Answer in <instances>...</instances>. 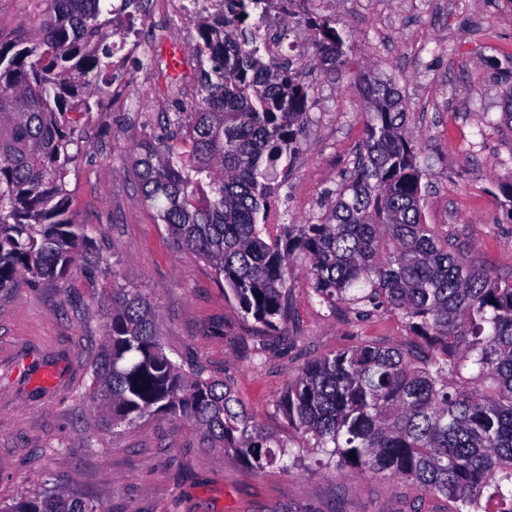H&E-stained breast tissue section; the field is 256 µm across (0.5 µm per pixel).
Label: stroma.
I'll use <instances>...</instances> for the list:
<instances>
[{"instance_id": "stroma-1", "label": "stroma", "mask_w": 512, "mask_h": 512, "mask_svg": "<svg viewBox=\"0 0 512 512\" xmlns=\"http://www.w3.org/2000/svg\"><path fill=\"white\" fill-rule=\"evenodd\" d=\"M44 0H0V43L39 38ZM315 10L344 22L360 67L404 96L408 130L429 172L428 223L449 232L475 264L512 279V221L499 187L512 181V0H320ZM311 121L281 189L288 224L325 211L362 146L367 104L355 87L309 76ZM99 109L80 123L83 154L68 175L69 209L85 224L100 265L81 260L64 281L20 284L0 293V500L45 483L66 484L106 512H260L288 502L308 512H454L453 502L413 481L336 469L301 448L277 401L308 358L363 338L407 346L401 321L329 311L310 291L305 267L290 270L287 343L258 359V333L224 294L213 268L177 251L144 205L131 160L138 144L187 150L166 113L189 102L166 74L129 62L98 81ZM133 286L160 319L166 353L185 367L229 377L245 406L294 447L288 470L249 475L232 452L204 448L179 417H145L109 428L91 412L92 364L102 343L101 314L112 288Z\"/></svg>"}]
</instances>
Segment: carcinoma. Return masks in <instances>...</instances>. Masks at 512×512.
I'll return each mask as SVG.
<instances>
[{"label":"carcinoma","mask_w":512,"mask_h":512,"mask_svg":"<svg viewBox=\"0 0 512 512\" xmlns=\"http://www.w3.org/2000/svg\"><path fill=\"white\" fill-rule=\"evenodd\" d=\"M40 39L0 44V292L65 279L89 237L70 214L66 177L82 155L71 114L92 111L112 69V0H46ZM198 25L197 94L166 116L190 114V149L143 143L132 157L142 201L178 249L224 281L225 293L264 334L289 319L288 265L304 260L329 311L396 316L405 347L361 340L306 360L279 406L304 441L335 465L406 478L450 498L456 512H512V281L468 260L426 222L420 144L407 137L404 98L369 70L350 68L349 36L303 7L308 53L266 59L261 0H231ZM312 58L332 80L352 75L369 108L353 170L328 210L308 224H274L280 177L291 172L310 121ZM92 411L112 425L178 414L204 447L231 449L260 474L299 452L268 433L227 378L187 370L161 343L159 318L138 288L112 289L93 371ZM355 458H350V455ZM0 512H104L60 485L0 503Z\"/></svg>","instance_id":"carcinoma-1"}]
</instances>
